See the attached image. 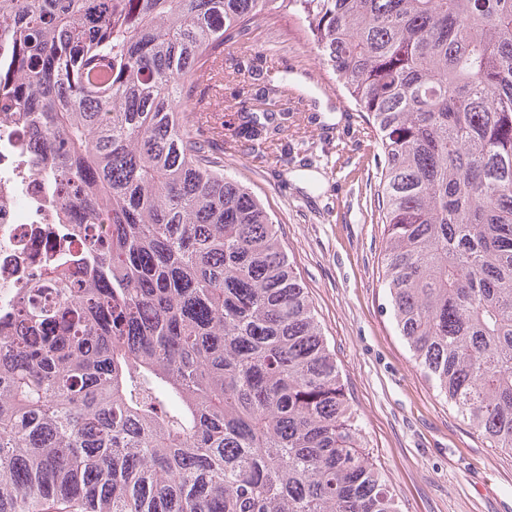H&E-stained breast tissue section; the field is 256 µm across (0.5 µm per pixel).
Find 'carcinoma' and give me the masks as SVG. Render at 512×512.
Here are the masks:
<instances>
[{
  "label": "carcinoma",
  "instance_id": "carcinoma-1",
  "mask_svg": "<svg viewBox=\"0 0 512 512\" xmlns=\"http://www.w3.org/2000/svg\"><path fill=\"white\" fill-rule=\"evenodd\" d=\"M298 15L384 157V280L512 451V0H0V100L98 225L0 315V512H397L259 200L206 135L224 46Z\"/></svg>",
  "mask_w": 512,
  "mask_h": 512
}]
</instances>
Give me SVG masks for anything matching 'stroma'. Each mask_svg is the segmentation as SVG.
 I'll use <instances>...</instances> for the list:
<instances>
[{"mask_svg": "<svg viewBox=\"0 0 512 512\" xmlns=\"http://www.w3.org/2000/svg\"><path fill=\"white\" fill-rule=\"evenodd\" d=\"M243 78L285 77L302 97L285 150L224 171L264 203L302 282L365 436L401 512H512V453L495 448L416 366L382 279L381 150L305 24L274 14L244 41Z\"/></svg>", "mask_w": 512, "mask_h": 512, "instance_id": "obj_1", "label": "stroma"}]
</instances>
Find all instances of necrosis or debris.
Wrapping results in <instances>:
<instances>
[{"mask_svg":"<svg viewBox=\"0 0 512 512\" xmlns=\"http://www.w3.org/2000/svg\"><path fill=\"white\" fill-rule=\"evenodd\" d=\"M18 112L0 113V312L13 307L29 274L64 260L76 249L70 232L88 226L79 211L64 210L34 162Z\"/></svg>","mask_w":512,"mask_h":512,"instance_id":"4bbe7bcc","label":"necrosis or debris"}]
</instances>
